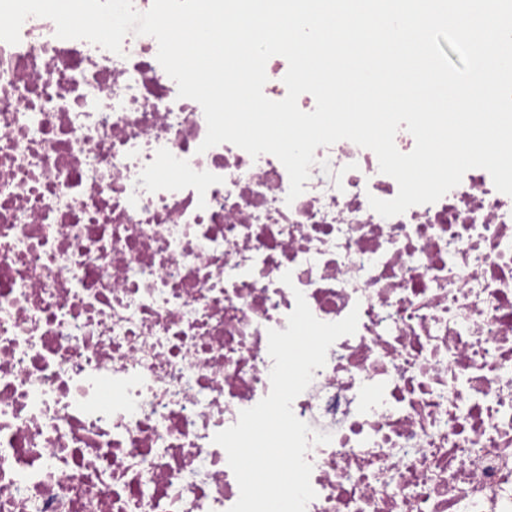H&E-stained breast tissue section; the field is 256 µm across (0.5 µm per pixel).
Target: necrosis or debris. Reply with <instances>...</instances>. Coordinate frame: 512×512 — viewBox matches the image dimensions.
<instances>
[{"mask_svg":"<svg viewBox=\"0 0 512 512\" xmlns=\"http://www.w3.org/2000/svg\"><path fill=\"white\" fill-rule=\"evenodd\" d=\"M0 41V512H229L214 435L268 395L303 293L358 310L293 402L306 512H512V196L467 171L385 218L376 154L200 145L149 35ZM291 273V284L281 277Z\"/></svg>","mask_w":512,"mask_h":512,"instance_id":"necrosis-or-debris-1","label":"necrosis or debris"}]
</instances>
